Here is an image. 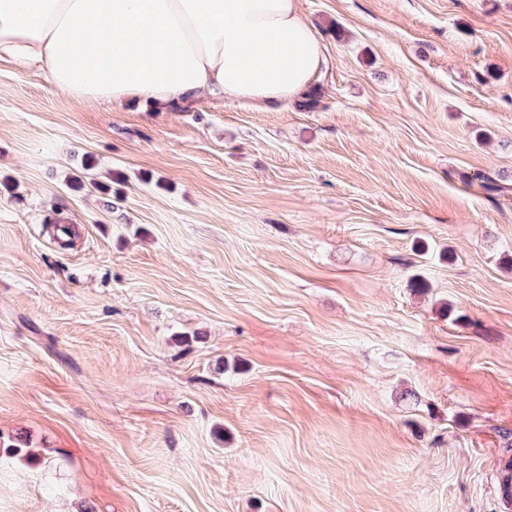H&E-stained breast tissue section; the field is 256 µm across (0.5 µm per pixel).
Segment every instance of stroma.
Listing matches in <instances>:
<instances>
[{
	"instance_id": "obj_1",
	"label": "stroma",
	"mask_w": 512,
	"mask_h": 512,
	"mask_svg": "<svg viewBox=\"0 0 512 512\" xmlns=\"http://www.w3.org/2000/svg\"><path fill=\"white\" fill-rule=\"evenodd\" d=\"M298 8L309 112L0 63V512H505L512 0Z\"/></svg>"
}]
</instances>
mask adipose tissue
Segmentation results:
<instances>
[{"mask_svg":"<svg viewBox=\"0 0 512 512\" xmlns=\"http://www.w3.org/2000/svg\"><path fill=\"white\" fill-rule=\"evenodd\" d=\"M0 62L80 101L156 108L224 93L271 110L325 63L297 0H0Z\"/></svg>","mask_w":512,"mask_h":512,"instance_id":"1","label":"adipose tissue"}]
</instances>
